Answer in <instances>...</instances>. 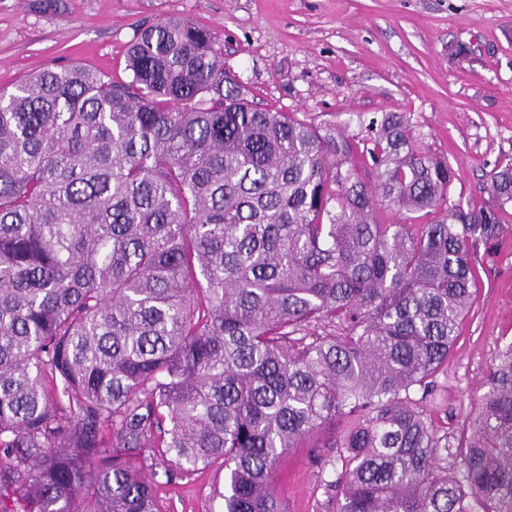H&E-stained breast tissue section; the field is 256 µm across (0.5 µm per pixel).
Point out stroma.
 Returning <instances> with one entry per match:
<instances>
[{
  "label": "stroma",
  "instance_id": "obj_1",
  "mask_svg": "<svg viewBox=\"0 0 512 512\" xmlns=\"http://www.w3.org/2000/svg\"><path fill=\"white\" fill-rule=\"evenodd\" d=\"M172 16L208 28L224 66L260 107L355 134L384 112L411 113L423 147L447 157L448 199L488 202L487 175L512 163V0H0V89L48 65L127 79L125 51ZM475 258L479 292L437 377L433 421L456 431L512 340V203ZM323 448H293L272 471L285 512H331ZM219 467L175 473L167 512H220Z\"/></svg>",
  "mask_w": 512,
  "mask_h": 512
}]
</instances>
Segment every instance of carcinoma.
Here are the masks:
<instances>
[{
  "label": "carcinoma",
  "mask_w": 512,
  "mask_h": 512,
  "mask_svg": "<svg viewBox=\"0 0 512 512\" xmlns=\"http://www.w3.org/2000/svg\"><path fill=\"white\" fill-rule=\"evenodd\" d=\"M127 67L0 91V512H165L148 450L283 512L274 464L327 425L335 512H512V340L459 431L424 417L512 165L452 204L407 113L259 109L180 17Z\"/></svg>",
  "instance_id": "cac0c4a2"
}]
</instances>
